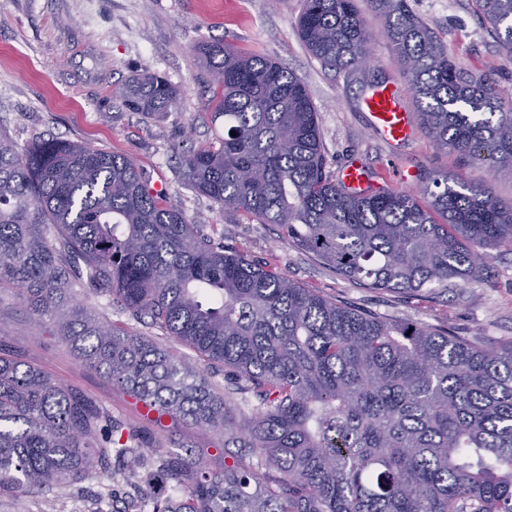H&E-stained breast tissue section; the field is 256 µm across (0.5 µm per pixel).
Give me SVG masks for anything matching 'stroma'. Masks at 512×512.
Wrapping results in <instances>:
<instances>
[{"label": "stroma", "mask_w": 512, "mask_h": 512, "mask_svg": "<svg viewBox=\"0 0 512 512\" xmlns=\"http://www.w3.org/2000/svg\"><path fill=\"white\" fill-rule=\"evenodd\" d=\"M408 3L443 39L450 56L512 91V56L499 52L473 0ZM357 7L376 35L372 62L362 71H335L314 58L299 37L302 0H0V129L21 145L54 137L127 155L189 223L336 303L390 320L410 318L489 348L511 343L512 247L489 248L483 278L461 290H376L337 275L282 238L278 226L224 212L191 189L179 171L183 152L208 146L224 133L223 121L212 118L210 77L190 49L224 43L277 61L303 82L333 173L357 160L366 165L372 184L384 188L417 186L420 173L428 169L469 179L484 176L497 198L512 201V171L487 174L455 153L437 151L419 127L397 147L375 134L362 106L368 82L396 86L409 114H416L417 105L397 57L379 36L380 18L367 0H357ZM144 71L166 76L178 90L175 109L162 117L130 111L112 94L114 87ZM0 345L21 364L92 397L113 418L206 449L212 468L223 465V434L187 419L146 413L126 390L84 365L55 323L35 324L8 289L0 291ZM97 491L95 483L84 482L21 500L0 493V512H122L138 488L119 485L100 503Z\"/></svg>", "instance_id": "35a3bbf8"}]
</instances>
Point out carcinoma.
Listing matches in <instances>:
<instances>
[{
  "instance_id": "carcinoma-1",
  "label": "carcinoma",
  "mask_w": 512,
  "mask_h": 512,
  "mask_svg": "<svg viewBox=\"0 0 512 512\" xmlns=\"http://www.w3.org/2000/svg\"><path fill=\"white\" fill-rule=\"evenodd\" d=\"M439 150L512 170V93L475 77L408 0H368ZM512 53V0H474ZM300 38L361 70L371 37L355 0H303ZM224 136L182 155L184 178L230 213L276 224L349 280L414 293L482 278L512 244V203L485 178L426 171L412 191H349L327 170L317 111L286 67L222 43L193 49ZM178 91L146 72L121 89L147 118ZM56 321L82 360L157 414L224 434V466L112 418L0 353V492L118 474L139 512H512V342L483 349L409 319L338 305L189 223L125 155L0 133V288ZM107 294L135 321L224 367V392L151 337L72 302Z\"/></svg>"
}]
</instances>
